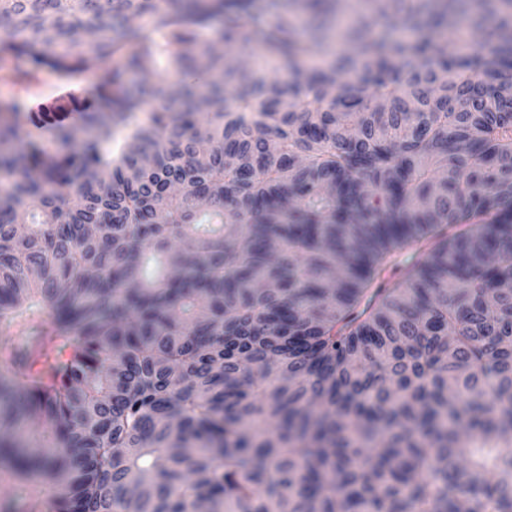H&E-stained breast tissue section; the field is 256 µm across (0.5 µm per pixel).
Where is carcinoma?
<instances>
[{"instance_id":"obj_1","label":"carcinoma","mask_w":512,"mask_h":512,"mask_svg":"<svg viewBox=\"0 0 512 512\" xmlns=\"http://www.w3.org/2000/svg\"><path fill=\"white\" fill-rule=\"evenodd\" d=\"M344 8L0 0V70L112 63L32 115L65 153L0 102V322L40 361L0 341V430L52 438L0 467L54 512H512V0H373L333 53ZM159 55L211 80L126 89ZM234 57L248 64L266 67L271 76L276 78L286 88L292 83V75L288 72V66L279 60L266 58L257 47L240 49ZM109 67L94 60H89L82 72L74 78V82L78 83L81 87L92 89L98 85L108 74Z\"/></svg>"}]
</instances>
